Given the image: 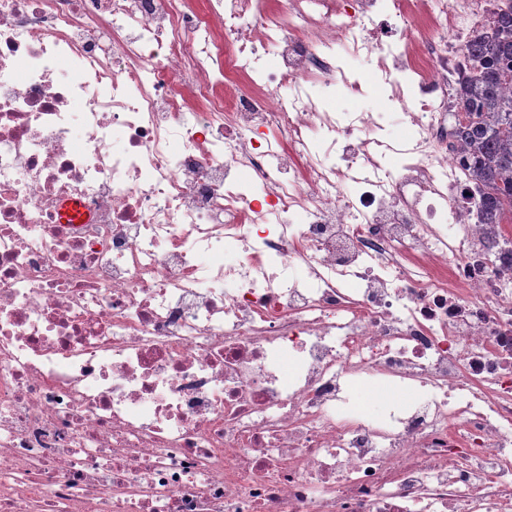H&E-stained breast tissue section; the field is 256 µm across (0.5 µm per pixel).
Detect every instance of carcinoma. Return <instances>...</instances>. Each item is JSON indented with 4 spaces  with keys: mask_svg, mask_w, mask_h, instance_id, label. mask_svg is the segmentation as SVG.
Instances as JSON below:
<instances>
[{
    "mask_svg": "<svg viewBox=\"0 0 512 512\" xmlns=\"http://www.w3.org/2000/svg\"><path fill=\"white\" fill-rule=\"evenodd\" d=\"M452 96V135L463 166L483 192L475 201L485 224H512V0H497L488 31L462 47Z\"/></svg>",
    "mask_w": 512,
    "mask_h": 512,
    "instance_id": "obj_1",
    "label": "carcinoma"
}]
</instances>
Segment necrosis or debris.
<instances>
[{
    "instance_id": "4bbe7bcc",
    "label": "necrosis or debris",
    "mask_w": 512,
    "mask_h": 512,
    "mask_svg": "<svg viewBox=\"0 0 512 512\" xmlns=\"http://www.w3.org/2000/svg\"><path fill=\"white\" fill-rule=\"evenodd\" d=\"M421 2L0 0V512H512L495 2ZM486 32L471 36L452 96V135L463 166L483 192L474 203L485 224L512 225V0H498ZM382 92L379 88L370 85L364 97L359 99L338 98L336 99V109L339 111L352 110H375L379 107L382 99Z\"/></svg>"
}]
</instances>
